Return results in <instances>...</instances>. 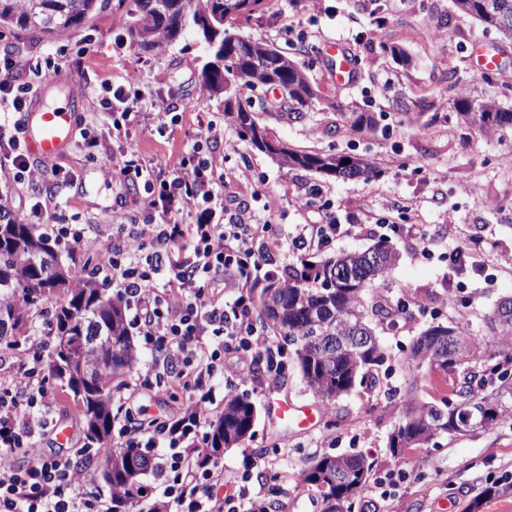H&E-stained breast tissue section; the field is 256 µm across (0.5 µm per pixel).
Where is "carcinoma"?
<instances>
[{
  "label": "carcinoma",
  "mask_w": 512,
  "mask_h": 512,
  "mask_svg": "<svg viewBox=\"0 0 512 512\" xmlns=\"http://www.w3.org/2000/svg\"><path fill=\"white\" fill-rule=\"evenodd\" d=\"M225 0H0V26L35 30L46 37L75 32L107 11H120L126 37L144 52H159L193 34L205 49L203 86L222 99L224 115L239 137L252 148L276 158L288 168L312 170L341 179L377 173L366 155L346 158L294 149L269 134L259 113L244 107L243 91L259 92L288 85L285 111L319 99L305 71L288 53L261 39L239 34V22L270 8V0H243L245 8L229 14ZM459 13L480 21L504 40H512V0H455ZM459 116L485 135L512 129V111L494 102H457ZM376 125L369 112L343 113L342 127L360 131ZM349 164H344V160ZM58 241L38 224L11 215L7 197L0 195V348L21 350L29 338L31 314L52 309L51 330L44 340L47 368L67 388L78 406L87 440L112 447V391L137 360L129 334L127 307L108 296L95 273H78L62 262ZM398 254L381 240L365 251L336 254L318 264L288 269V279L272 278L252 289L258 319L272 335L293 348L296 367L309 388L329 404L358 387L374 388L388 353L375 326L385 316L394 321L395 308L379 294L368 293L396 264ZM480 336L454 323L428 326L407 348L404 363L419 374L438 376L451 387L434 402L412 399L403 404L389 437L392 456L426 448L437 436L454 434L455 423L473 411L492 425L512 419V297L500 300L485 321ZM70 336L90 343L112 340V354L95 357L85 350L79 360L59 345ZM257 418L255 404L242 394L224 397V409L209 422L205 455L208 463L227 448L251 440ZM111 474L101 478L112 490V503L127 504L153 468L138 448L103 456ZM372 463L355 453L325 454L312 459L302 481L323 499L324 512H376L360 493L369 481ZM512 493V484L485 488L465 507L474 512L483 497Z\"/></svg>",
  "instance_id": "1"
}]
</instances>
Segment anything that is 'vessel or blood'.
<instances>
[{
  "instance_id": "vessel-or-blood-1",
  "label": "vessel or blood",
  "mask_w": 512,
  "mask_h": 512,
  "mask_svg": "<svg viewBox=\"0 0 512 512\" xmlns=\"http://www.w3.org/2000/svg\"><path fill=\"white\" fill-rule=\"evenodd\" d=\"M324 50L335 61L332 77L337 85H345L351 78V55L338 40L325 42ZM64 74H55L42 81L34 94L33 102L24 120V140L29 153L42 162L49 163L68 154L75 144L76 117L79 112L77 99L64 94L60 103L49 105L44 101L48 90L65 86Z\"/></svg>"
}]
</instances>
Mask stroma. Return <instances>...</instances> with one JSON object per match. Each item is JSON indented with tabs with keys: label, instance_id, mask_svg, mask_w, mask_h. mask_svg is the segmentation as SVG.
Instances as JSON below:
<instances>
[{
	"label": "stroma",
	"instance_id": "stroma-1",
	"mask_svg": "<svg viewBox=\"0 0 512 512\" xmlns=\"http://www.w3.org/2000/svg\"><path fill=\"white\" fill-rule=\"evenodd\" d=\"M245 34L287 49L302 64L320 96L299 117L279 114V90L262 96L269 106L263 120L270 135L290 146L343 156L369 155L379 174L373 178L334 179L301 168L280 166L269 155L241 140L224 106L201 86L199 63L204 50L186 35L166 51L141 55L123 43L120 13H106L90 27L56 38L34 31L0 27V51L14 49L39 62L66 56L62 69L70 75L72 92L81 97V126L96 142L92 148L74 147L44 168L33 184H13L0 172V193L7 194L14 215L28 224L53 228L78 224L88 243L72 249L59 244L60 253L75 252L79 260L93 259L112 232V210L123 206L130 219L141 216L146 198L142 183L117 182L112 158L122 144L113 140L99 116L98 101L107 86L144 91L165 115L131 130L134 148L145 158H166L178 164L191 149L200 123L210 120L224 127L223 140L211 147L217 172L224 175L226 200L251 203L259 220L279 225L316 224V208L305 205L309 188H319V205L338 217L360 214L365 230L336 240L331 253L363 251L388 239L399 253L381 287L390 299L401 297L424 304L427 314L411 311L396 327L379 326L391 371L371 390L358 388L324 407L307 387L296 366L276 381L245 386L257 408L255 436L245 445L217 457L228 478L247 475L250 491L278 485L275 512H324L320 495L300 478L314 456L361 453L374 464V481L391 472L406 478L378 496L374 481L363 491L378 512H464L480 498L477 512H512V494L482 497L495 482H512V420L478 432L436 437L428 447L393 457L388 437L399 413L398 402L413 396L434 401L438 394L428 380L401 366V349L431 320L462 321L481 330L497 302L512 296V130L485 136L457 116L460 98L495 101L512 110V41L485 30L476 19L461 15L454 0H275L264 14L254 15ZM328 39L346 43L357 75L351 84L336 86L332 61L323 48ZM495 54L496 71H479L473 60L475 45ZM404 53L408 64L395 62ZM374 113L375 132L338 129L342 112ZM52 197L53 204L37 212L36 200ZM388 215L403 231L384 234L376 219ZM477 241L480 274L462 278L466 306L443 308L446 286L453 273L442 252L464 241ZM138 359L124 376L115 398H131L147 419L182 414L181 388L160 389L146 382L144 369L161 358L153 345L135 336ZM55 404L48 414L39 444L44 452L77 454L86 447L82 418L65 391L49 382ZM274 399H286L313 409L307 427L276 423L269 412ZM66 441H58L61 430ZM248 457L269 460L268 468L243 473Z\"/></svg>",
	"mask_w": 512,
	"mask_h": 512
}]
</instances>
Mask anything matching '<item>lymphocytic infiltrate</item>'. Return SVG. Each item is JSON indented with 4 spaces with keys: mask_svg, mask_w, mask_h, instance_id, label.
<instances>
[{
    "mask_svg": "<svg viewBox=\"0 0 512 512\" xmlns=\"http://www.w3.org/2000/svg\"><path fill=\"white\" fill-rule=\"evenodd\" d=\"M61 67V62L41 64L14 51L0 54V101L12 110L0 118V171L15 182L35 175L17 115L27 111L39 83ZM23 72L28 75L24 82L18 79ZM141 99V93L121 86L101 99V107L114 114L113 138L128 137L130 126L140 122ZM223 136L215 121L201 125L193 155L175 166L158 158L144 160L126 147L115 165L116 178L144 180L150 198L141 223H129L124 211L114 210L112 238L98 266L118 297L145 310L136 321L139 333L165 353L146 373L161 385L176 378L190 390L189 413L197 424L213 414L204 386L215 372H223L227 383L248 384L255 373L277 379L287 369L283 346L257 324L252 300L256 282L280 273L276 250L325 251L337 238L362 230L341 223L328 208L319 223L298 224L286 234L260 223L250 206L226 213L223 179L197 157L204 145ZM217 280L224 285L220 301L206 294ZM206 325L211 328L207 337L201 332ZM50 406L37 372L24 370L0 385V512H112L111 498L88 492L90 474L71 459L46 456L39 448L36 436L45 425L41 411ZM184 430L180 419L152 430L134 425L125 430L126 447L150 448L163 436L174 449L155 473L158 497L141 512H238L242 499L248 500L250 512H268L264 494L243 486L225 489L223 470L202 464L200 446L181 447ZM20 455L27 457V467L16 466Z\"/></svg>",
    "mask_w": 512,
    "mask_h": 512,
    "instance_id": "f902f5d3",
    "label": "lymphocytic infiltrate"
}]
</instances>
